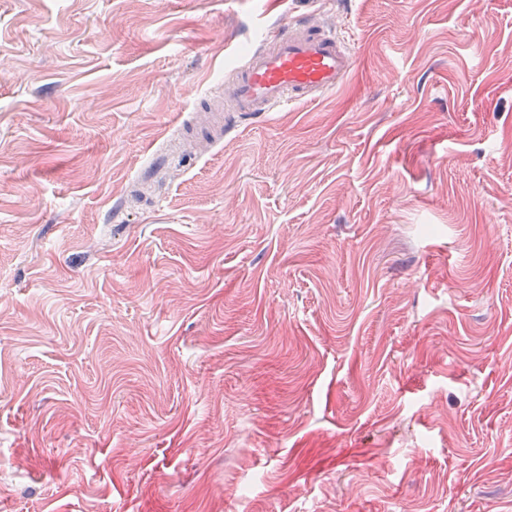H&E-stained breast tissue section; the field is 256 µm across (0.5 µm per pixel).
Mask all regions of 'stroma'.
<instances>
[{
    "label": "stroma",
    "mask_w": 512,
    "mask_h": 512,
    "mask_svg": "<svg viewBox=\"0 0 512 512\" xmlns=\"http://www.w3.org/2000/svg\"><path fill=\"white\" fill-rule=\"evenodd\" d=\"M0 512H512V0H0ZM210 100L224 103L216 114L230 128L237 118H259L296 103L316 101L342 87L353 72L354 48L336 27L307 13L273 31Z\"/></svg>",
    "instance_id": "1"
}]
</instances>
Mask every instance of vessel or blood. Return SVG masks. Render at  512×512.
Listing matches in <instances>:
<instances>
[{
	"label": "vessel or blood",
	"mask_w": 512,
	"mask_h": 512,
	"mask_svg": "<svg viewBox=\"0 0 512 512\" xmlns=\"http://www.w3.org/2000/svg\"><path fill=\"white\" fill-rule=\"evenodd\" d=\"M354 64L353 47L335 27L306 14L265 38L233 80L213 93L225 109L218 121L230 127L243 116L321 99L346 83Z\"/></svg>",
	"instance_id": "b4317fda"
}]
</instances>
